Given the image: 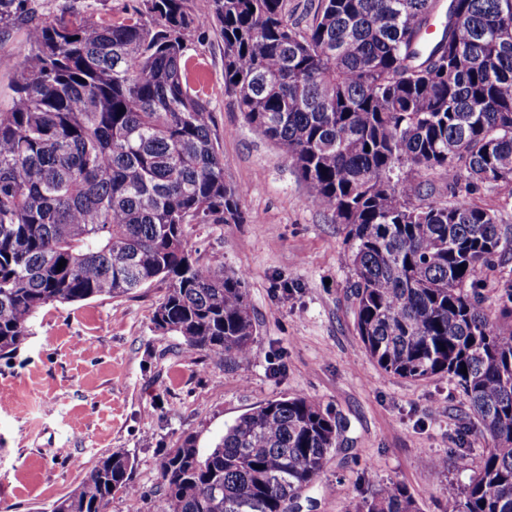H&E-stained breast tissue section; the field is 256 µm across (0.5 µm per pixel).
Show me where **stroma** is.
I'll return each mask as SVG.
<instances>
[{"mask_svg":"<svg viewBox=\"0 0 512 512\" xmlns=\"http://www.w3.org/2000/svg\"><path fill=\"white\" fill-rule=\"evenodd\" d=\"M134 0H26L0 29V56L22 62L27 26L61 11L118 16ZM203 84L224 180L246 221L195 224L196 257L247 274L258 334L250 360L216 362L153 323L157 283L118 299L49 306L12 359L0 358V506L48 512L84 470L119 453L135 461L136 497L112 512H158L162 455L191 434L209 451L249 409L304 395L337 414L340 448L307 495L315 512H348L361 492L400 484L421 512H444L448 483H467L491 445L447 376L386 374L366 354L346 297L345 230L312 201L292 165L255 134L224 88V40L208 25L190 51ZM81 467H73V460Z\"/></svg>","mask_w":512,"mask_h":512,"instance_id":"35a3bbf8","label":"stroma"}]
</instances>
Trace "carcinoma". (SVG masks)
<instances>
[{"mask_svg":"<svg viewBox=\"0 0 512 512\" xmlns=\"http://www.w3.org/2000/svg\"><path fill=\"white\" fill-rule=\"evenodd\" d=\"M23 0H0V26ZM135 0L30 25L0 108V356L43 308L155 283L158 329L185 348L247 360L257 328L246 276L201 261L191 224H243L187 52L212 21L224 87L346 229L355 329L386 373L446 374L492 441L448 512H512V224L476 203L512 187V0ZM416 169L448 174V198ZM62 269H57L61 260ZM465 270H460V267ZM498 303L483 307L484 273ZM467 372H461V369ZM342 421L306 396L243 413L209 452L185 436L160 461L159 512H301ZM134 463L98 459L50 512H112ZM349 512H420L401 485Z\"/></svg>","mask_w":512,"mask_h":512,"instance_id":"obj_1","label":"carcinoma"}]
</instances>
